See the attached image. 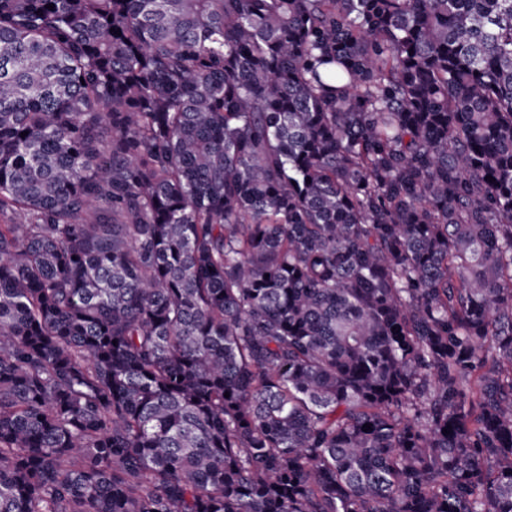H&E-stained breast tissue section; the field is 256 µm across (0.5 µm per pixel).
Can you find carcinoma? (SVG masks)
<instances>
[{
    "mask_svg": "<svg viewBox=\"0 0 512 512\" xmlns=\"http://www.w3.org/2000/svg\"><path fill=\"white\" fill-rule=\"evenodd\" d=\"M0 512H512V0H0Z\"/></svg>",
    "mask_w": 512,
    "mask_h": 512,
    "instance_id": "cac0c4a2",
    "label": "carcinoma"
}]
</instances>
